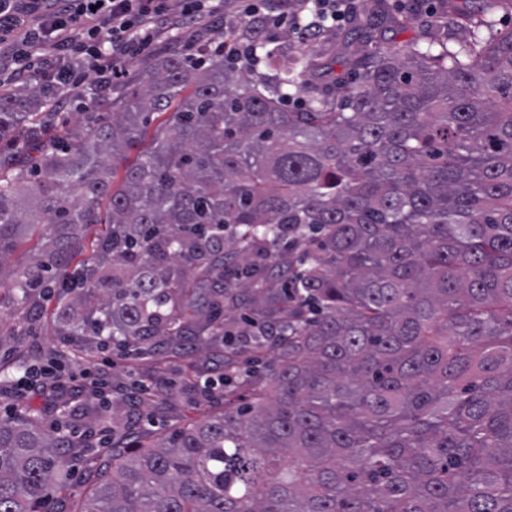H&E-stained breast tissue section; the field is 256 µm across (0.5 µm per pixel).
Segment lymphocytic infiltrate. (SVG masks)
<instances>
[{
  "label": "lymphocytic infiltrate",
  "instance_id": "lymphocytic-infiltrate-1",
  "mask_svg": "<svg viewBox=\"0 0 512 512\" xmlns=\"http://www.w3.org/2000/svg\"><path fill=\"white\" fill-rule=\"evenodd\" d=\"M206 0H0V60L11 81L51 82L69 93L82 79L117 80L138 51L165 29L189 26ZM52 43L64 57L48 68L36 53Z\"/></svg>",
  "mask_w": 512,
  "mask_h": 512
}]
</instances>
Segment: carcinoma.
Wrapping results in <instances>:
<instances>
[{
	"instance_id": "1",
	"label": "carcinoma",
	"mask_w": 512,
	"mask_h": 512,
	"mask_svg": "<svg viewBox=\"0 0 512 512\" xmlns=\"http://www.w3.org/2000/svg\"><path fill=\"white\" fill-rule=\"evenodd\" d=\"M444 4L458 46L385 43L417 13L387 0L317 49L227 21L64 138L34 111L58 88L0 94V307L54 299L70 342L178 354L224 335L235 288L288 302L256 320L275 364L251 405L112 442L53 512H512V0ZM335 62L336 96L288 107ZM76 447L38 408L0 418V512H43Z\"/></svg>"
}]
</instances>
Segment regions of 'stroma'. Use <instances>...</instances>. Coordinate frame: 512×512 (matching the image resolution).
Returning a JSON list of instances; mask_svg holds the SVG:
<instances>
[{
  "mask_svg": "<svg viewBox=\"0 0 512 512\" xmlns=\"http://www.w3.org/2000/svg\"><path fill=\"white\" fill-rule=\"evenodd\" d=\"M437 32L446 35L449 42L465 41L468 33L457 27L441 9L440 0H424L414 27L398 32L395 43L401 44L414 38L418 32ZM193 30L179 29L162 34L152 49L136 56L127 66L122 80L114 81L113 90L122 85L138 82L141 75L153 67L158 56L189 46H197ZM101 86H94L87 97L74 96L49 114L45 133L63 135L90 113L104 116L109 112ZM241 311L224 314V336L211 338L208 346L193 348L189 353L175 356L169 351L165 339L157 338L147 345V353L113 347L112 363L99 365L98 353L84 354L77 362H65V369L73 365L92 367L94 378L108 384V409H100V400L91 393L85 381H65L64 389H79L69 408V428L83 439L88 454L101 450V429L109 427L116 436L127 435L131 424L157 433H171L183 427L190 419L205 412L218 413L225 405L240 407L251 400L253 386L239 378H225L224 388L213 396L203 394L201 386L208 377L222 376L224 362L236 356L242 371L254 372L256 379H263L271 368L272 352L255 337L239 335ZM27 325L26 335H19L20 325ZM0 332L9 334V347L0 349V371L16 376L21 364H34L53 357L64 344L58 334V325L51 315L30 319L26 309L11 306L0 312ZM148 386L153 396L148 402L135 404L131 393L139 385Z\"/></svg>",
  "mask_w": 512,
  "mask_h": 512,
  "instance_id": "1",
  "label": "stroma"
}]
</instances>
